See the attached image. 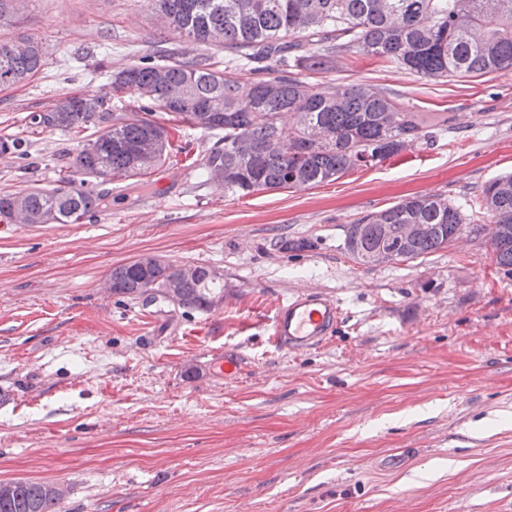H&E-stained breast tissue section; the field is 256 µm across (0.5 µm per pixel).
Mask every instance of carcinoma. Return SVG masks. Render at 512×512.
<instances>
[{
	"label": "carcinoma",
	"mask_w": 512,
	"mask_h": 512,
	"mask_svg": "<svg viewBox=\"0 0 512 512\" xmlns=\"http://www.w3.org/2000/svg\"><path fill=\"white\" fill-rule=\"evenodd\" d=\"M165 26L198 44L222 43L227 63H265L267 77L241 81L206 56L167 63L141 59L112 73L109 91L70 97L68 112L31 116L41 128L72 132L91 126L96 138L75 158V172L103 170L113 179L143 177L186 148L172 139L173 127L154 119L160 111L177 124L224 131V145L210 150L207 173H224V190L248 195L261 190L302 188L373 166L403 152L404 143L426 137L424 129L448 117L414 112L383 88L351 83L327 93L284 74L281 67L321 71L343 55L359 54L402 66L436 80L512 69V0H151ZM43 47L15 54L0 44V85L34 75ZM182 91L179 101L167 89ZM135 96L145 115L127 119L105 108L107 96ZM105 194L68 184L0 195V216L16 204L37 224L52 214L58 224H79L99 209ZM481 206L503 232L489 241L497 267L512 274V173L481 191ZM463 218L437 195L404 199L345 226V247L367 265L386 231L424 224L430 231L404 246L413 258L444 249L462 229ZM177 265L125 263L108 280L117 295L140 296L175 276ZM218 285L209 267L195 266L183 283L179 304L204 310ZM64 493L50 483H0V512H56Z\"/></svg>",
	"instance_id": "cac0c4a2"
}]
</instances>
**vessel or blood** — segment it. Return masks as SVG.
Here are the masks:
<instances>
[{
	"label": "vessel or blood",
	"instance_id": "vessel-or-blood-1",
	"mask_svg": "<svg viewBox=\"0 0 512 512\" xmlns=\"http://www.w3.org/2000/svg\"><path fill=\"white\" fill-rule=\"evenodd\" d=\"M343 320V309L320 290H305L280 300L270 321L269 339L278 349L292 352L328 342Z\"/></svg>",
	"mask_w": 512,
	"mask_h": 512
}]
</instances>
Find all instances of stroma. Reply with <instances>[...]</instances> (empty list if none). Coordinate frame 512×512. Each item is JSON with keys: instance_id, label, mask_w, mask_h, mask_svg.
Listing matches in <instances>:
<instances>
[{"instance_id": "stroma-1", "label": "stroma", "mask_w": 512, "mask_h": 512, "mask_svg": "<svg viewBox=\"0 0 512 512\" xmlns=\"http://www.w3.org/2000/svg\"><path fill=\"white\" fill-rule=\"evenodd\" d=\"M41 39L43 65L0 86V194L74 178L75 134L31 114L104 93L113 72L223 47L161 24L149 0H27L0 42ZM332 91L387 89L445 113L429 141L316 186L225 193L204 163L219 130L181 126L194 163L114 180L80 224L0 219V481L64 485L58 512H512V274L478 196L512 171V69L420 78L348 55L299 72ZM417 194L465 219L448 248L362 265L344 227ZM224 272L207 310L104 292L141 254ZM301 289L346 312L327 344L276 349L274 303ZM238 359L216 380L209 361Z\"/></svg>"}]
</instances>
